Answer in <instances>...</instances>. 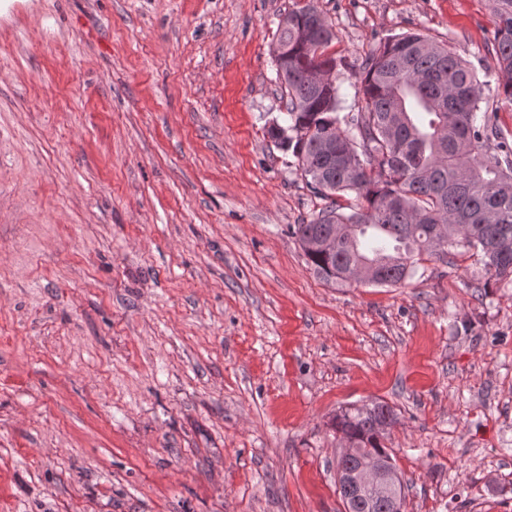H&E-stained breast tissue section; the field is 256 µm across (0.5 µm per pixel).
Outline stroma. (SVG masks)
I'll list each match as a JSON object with an SVG mask.
<instances>
[{
    "instance_id": "35a3bbf8",
    "label": "stroma",
    "mask_w": 512,
    "mask_h": 512,
    "mask_svg": "<svg viewBox=\"0 0 512 512\" xmlns=\"http://www.w3.org/2000/svg\"><path fill=\"white\" fill-rule=\"evenodd\" d=\"M342 113L391 36L497 100L493 0H16L0 17V512H344L341 411L387 402L404 512H512V285L450 250L330 284L268 136L281 15Z\"/></svg>"
}]
</instances>
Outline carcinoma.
I'll list each match as a JSON object with an SVG mask.
<instances>
[{"label":"carcinoma","mask_w":512,"mask_h":512,"mask_svg":"<svg viewBox=\"0 0 512 512\" xmlns=\"http://www.w3.org/2000/svg\"><path fill=\"white\" fill-rule=\"evenodd\" d=\"M498 95L512 104V0H495ZM273 51L287 95L284 122L268 134L324 205L293 234L323 280L350 283L365 264L376 284L413 276L423 256L461 247L489 278L512 283V134L478 118L484 89L451 46L426 35H395L371 52L359 74L365 106L339 112V87H324L313 70L337 67L328 53L334 33L315 7L281 16ZM497 152L484 151L489 141ZM355 196V203L342 199ZM331 236L326 252L306 246ZM386 403L336 416V431L397 471L384 446ZM345 512H401V475L385 490L341 491Z\"/></svg>","instance_id":"cac0c4a2"}]
</instances>
